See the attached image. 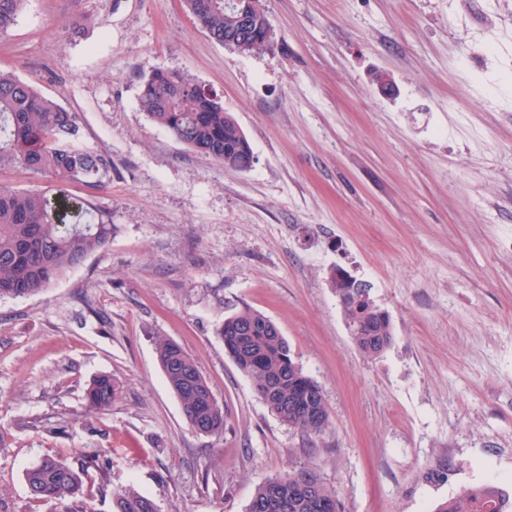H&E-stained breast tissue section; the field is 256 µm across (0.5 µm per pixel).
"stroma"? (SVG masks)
<instances>
[{"label":"stroma","mask_w":512,"mask_h":512,"mask_svg":"<svg viewBox=\"0 0 512 512\" xmlns=\"http://www.w3.org/2000/svg\"><path fill=\"white\" fill-rule=\"evenodd\" d=\"M257 53L214 42L184 0H27L0 69L79 115L111 243L37 294L0 299V504L58 512L24 475L105 459L95 512L134 486L159 512H246L267 478L309 471L345 512H436L465 489L512 498V0H266ZM215 89L245 171L139 110L151 67ZM393 85L382 95L378 78ZM371 287L393 341L356 347L335 268ZM249 305L318 382L331 426L281 422L216 329ZM195 361L222 434L187 422L158 361ZM111 376L116 396L89 410ZM448 477L431 480V471ZM114 395L112 378L107 375L95 379L86 394L89 407L97 411H104L111 406Z\"/></svg>","instance_id":"stroma-1"}]
</instances>
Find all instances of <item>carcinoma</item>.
I'll use <instances>...</instances> for the list:
<instances>
[{"label":"carcinoma","mask_w":512,"mask_h":512,"mask_svg":"<svg viewBox=\"0 0 512 512\" xmlns=\"http://www.w3.org/2000/svg\"><path fill=\"white\" fill-rule=\"evenodd\" d=\"M27 0H0V33L10 28ZM209 37L224 44V0H185ZM148 120L193 151L224 165L245 169L250 143L220 95L189 75L155 67L142 78L138 97ZM79 116L44 96L11 72L0 70V170L37 173L54 183V192L0 185V298L34 295L112 239V212L66 194L70 183L96 187L109 173L107 162L76 144ZM358 349L376 356L391 345L387 313L366 310L358 296L335 289ZM224 349L255 385L269 411L282 422L321 434L330 425L321 386L292 357L288 341L264 313L244 305L224 316L218 329ZM167 382L195 430L208 435L224 430V410L210 406L211 392L193 360L176 343L158 347ZM115 387L107 375L87 390L91 409L112 404ZM104 471L99 458L69 462L48 455L25 473L32 499L54 501L60 512H93L81 475ZM113 512H157L155 501L133 486L112 493ZM246 512H341L338 494L307 471L271 477L255 490ZM437 512H512V501L498 488L463 491Z\"/></svg>","instance_id":"1"}]
</instances>
